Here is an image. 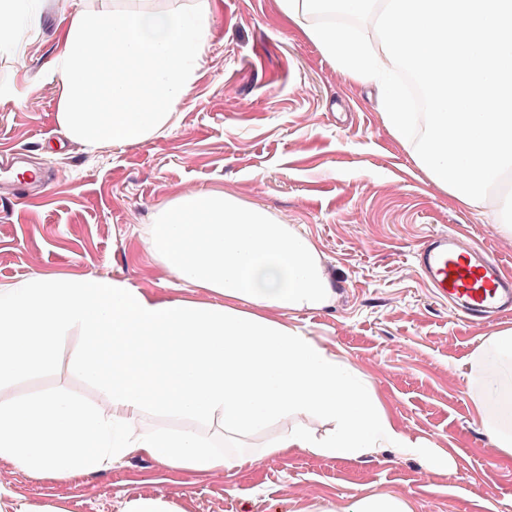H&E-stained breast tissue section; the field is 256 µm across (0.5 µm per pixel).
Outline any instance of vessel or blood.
<instances>
[{
  "mask_svg": "<svg viewBox=\"0 0 512 512\" xmlns=\"http://www.w3.org/2000/svg\"><path fill=\"white\" fill-rule=\"evenodd\" d=\"M419 266L437 295L467 315L490 323L512 314V279L486 251L441 233L423 247Z\"/></svg>",
  "mask_w": 512,
  "mask_h": 512,
  "instance_id": "vessel-or-blood-1",
  "label": "vessel or blood"
}]
</instances>
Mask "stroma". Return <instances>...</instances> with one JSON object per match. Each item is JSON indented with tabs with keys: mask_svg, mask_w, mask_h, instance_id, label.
Wrapping results in <instances>:
<instances>
[{
	"mask_svg": "<svg viewBox=\"0 0 512 512\" xmlns=\"http://www.w3.org/2000/svg\"><path fill=\"white\" fill-rule=\"evenodd\" d=\"M100 0H24L36 15L0 45V152L21 154L53 184L21 194L0 184V285L35 275L116 276L162 299L220 303L181 287L148 248L146 230L180 191L225 192L291 224L315 244L335 292L290 322L336 350L371 383L412 440L451 455L450 472L392 452L361 462L297 454L246 463L232 475L168 468L143 456L69 479L36 478L0 457V512H126L162 498L177 512H306L360 489L405 495L414 512H512V463L489 445L470 399L492 358L486 340L512 317L477 324L448 310L421 278L416 252L454 231L512 278V237L495 225L505 191L481 209L450 203L419 169L379 110L374 85L350 78L280 0H220L196 80L173 128L144 144L98 153L64 136L53 71L59 37ZM79 336L56 347L52 368L0 383V401L63 391L96 403L75 375Z\"/></svg>",
	"mask_w": 512,
	"mask_h": 512,
	"instance_id": "1",
	"label": "stroma"
}]
</instances>
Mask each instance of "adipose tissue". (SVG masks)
<instances>
[{
    "instance_id": "obj_1",
    "label": "adipose tissue",
    "mask_w": 512,
    "mask_h": 512,
    "mask_svg": "<svg viewBox=\"0 0 512 512\" xmlns=\"http://www.w3.org/2000/svg\"><path fill=\"white\" fill-rule=\"evenodd\" d=\"M218 0L195 11L112 8L79 13L55 59L64 135L94 151L141 144L172 127L205 52ZM154 256L220 305L163 300L119 278L34 277L0 286V381L51 367L57 341L80 333L74 368L105 407L62 393L0 402V457L36 477L68 479L131 456L225 473L244 461L304 452L361 461L390 448L434 470L450 456L412 442L348 362L288 313L329 306L334 291L310 238L220 192H182L149 230ZM500 457L512 459V377L491 364L472 397ZM156 411L220 420L233 439L283 430L242 456L192 430L146 428ZM311 512H413L396 493H357Z\"/></svg>"
}]
</instances>
